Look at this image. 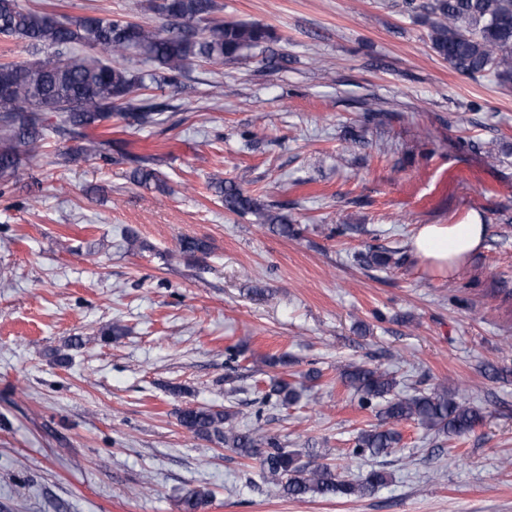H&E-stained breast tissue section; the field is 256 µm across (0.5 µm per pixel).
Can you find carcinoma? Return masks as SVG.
Returning <instances> with one entry per match:
<instances>
[{"mask_svg":"<svg viewBox=\"0 0 512 512\" xmlns=\"http://www.w3.org/2000/svg\"><path fill=\"white\" fill-rule=\"evenodd\" d=\"M155 10L164 20L160 28L109 17H61L38 7H23L19 0H0V35L19 38L34 59L0 60V179L18 181L22 161L35 157V149L49 131L45 112H54L59 127L76 142L61 154L108 159L112 140L91 131L116 115L128 124L146 125L163 105L148 90L176 88L184 69L197 59L222 64L269 51L271 29L260 23L224 21L215 17V0H158ZM431 50L448 69L475 77L490 74L503 86H512V0H433L424 16ZM105 54L99 58L88 51ZM136 51L155 65L147 73L134 72L112 59ZM151 158L135 156L133 183L160 185ZM224 207L238 213L255 212L278 233L292 232L281 208L260 206L237 186L216 184ZM209 245L194 237L181 239L182 254H205ZM364 266H387L391 254L368 250L357 255ZM341 383L364 409L379 406L377 415L393 425L413 422L438 435L462 436L482 419L479 409L461 403L442 386L415 394L398 390L395 375L380 368L348 365L339 372ZM301 389L280 377L270 382L264 401L281 406L297 402ZM228 407H185L178 422L186 431L222 445L242 457L259 459L264 480L284 495L331 498L366 496L389 484L390 474L372 469L354 481L343 479L326 463H314L312 450H290L271 436L246 433L234 424ZM400 441L392 429L376 426L361 432L351 455H388ZM211 492L188 490L182 512H199Z\"/></svg>","mask_w":512,"mask_h":512,"instance_id":"cac0c4a2","label":"carcinoma"}]
</instances>
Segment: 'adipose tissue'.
Segmentation results:
<instances>
[{
    "mask_svg": "<svg viewBox=\"0 0 512 512\" xmlns=\"http://www.w3.org/2000/svg\"><path fill=\"white\" fill-rule=\"evenodd\" d=\"M482 224H424L411 240L415 255L440 275L452 274L467 257L481 250Z\"/></svg>",
    "mask_w": 512,
    "mask_h": 512,
    "instance_id": "adipose-tissue-1",
    "label": "adipose tissue"
}]
</instances>
